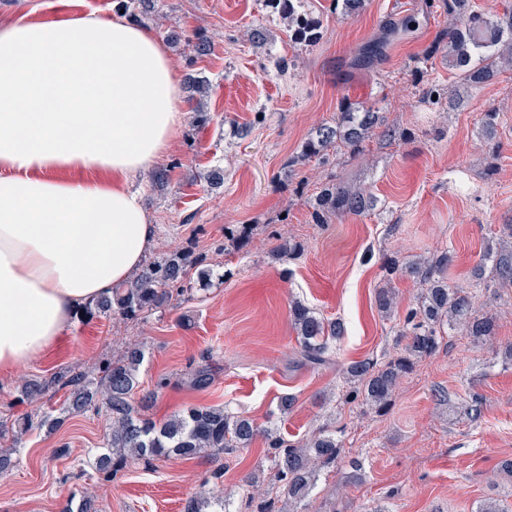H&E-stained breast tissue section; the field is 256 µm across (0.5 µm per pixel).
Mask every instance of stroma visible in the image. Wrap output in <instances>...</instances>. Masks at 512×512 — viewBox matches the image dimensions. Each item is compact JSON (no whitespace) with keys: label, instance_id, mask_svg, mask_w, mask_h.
Here are the masks:
<instances>
[{"label":"stroma","instance_id":"stroma-1","mask_svg":"<svg viewBox=\"0 0 512 512\" xmlns=\"http://www.w3.org/2000/svg\"><path fill=\"white\" fill-rule=\"evenodd\" d=\"M364 0L345 14L330 0H308L321 22L316 46L291 48L287 23L263 0H152L148 11L121 0H0V21L22 17L50 23L90 10L148 26L168 51L177 76L206 80L201 99L209 121L184 117L160 165L164 186L143 179V201L157 227V250L194 244L213 269L207 289L175 300L139 324L104 317L74 319L40 359L0 375V414L33 413L18 403L23 380L65 371H88L120 353L125 343L144 345L141 391L156 390L150 418L160 421L193 404L221 405L298 441L325 424L336 426L344 450L334 472L322 474L308 512H478L493 501L512 512V477L498 469L512 458V289L473 270L502 225L512 224V69L489 83L458 82L443 55L428 49L447 27L439 0ZM414 14L406 26L405 14ZM263 27V45L249 40ZM206 36V55L194 50ZM384 40L373 66L348 68L368 42ZM460 97L420 104L425 84ZM383 112L396 132L390 143L370 140L360 156L336 163L289 166L311 131L335 116L341 102ZM496 110L493 138L482 136V112ZM224 170L221 187L201 173ZM336 180L371 191L373 211L312 223L322 183ZM229 224H248L247 248L226 255L219 247ZM303 246L300 257L270 254L269 233ZM450 251L451 283L473 288L478 303L498 316L495 344H477L444 330L438 351L404 376L385 414L344 403L343 370L350 361L389 358L398 346L393 324L403 321L419 289L409 279H386L385 256L401 261ZM392 285L397 308L383 318L374 305L378 288ZM298 300L328 319H341L343 338L330 364L297 363V333L288 305ZM209 364L213 383L204 391L186 384L198 364ZM165 389H157L159 379ZM295 396L290 413L278 399ZM481 403L480 418L469 410ZM112 420L106 411L68 416L54 431L35 430L19 442L0 440V454L15 466L0 475V512H63L94 495L98 512H181L199 491L227 500L239 512L250 496L245 477L268 469L262 442L224 458V476L211 477V460L166 459L133 463L112 482L93 468Z\"/></svg>","mask_w":512,"mask_h":512}]
</instances>
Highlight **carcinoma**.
I'll return each instance as SVG.
<instances>
[{"instance_id":"1","label":"carcinoma","mask_w":512,"mask_h":512,"mask_svg":"<svg viewBox=\"0 0 512 512\" xmlns=\"http://www.w3.org/2000/svg\"><path fill=\"white\" fill-rule=\"evenodd\" d=\"M265 6L288 20L289 40L299 46L313 47L320 40V21L302 10L305 0H264ZM452 23L436 37L429 54H448V65L465 84H484L501 71L512 67V8L493 18L469 11L462 0H443ZM384 42L367 44L354 61L356 66H369L383 54ZM389 141L392 130L385 126L382 113L368 108L353 110L340 104L336 119L318 126L305 140L299 154L288 160L289 166L313 160L330 163V152L344 149L357 156L365 151V143L376 130ZM375 199L361 187L331 181L322 186L316 206L311 212L314 224H329L334 219L361 216L374 209ZM249 239V226L238 224L224 228L223 251H240ZM512 225L503 228L497 246L486 248V261L477 265L474 277L482 279L486 264L504 288H512ZM453 255L444 251L417 261L402 262L395 256L385 259L383 266L390 276L413 280L421 287L416 306L408 309L403 324L398 326L401 352L384 362L366 358L345 368L346 402L366 406L377 413L392 404L401 377L411 373L422 358L439 347L441 326L457 325L466 335L490 341L496 335V317L478 308L473 294L448 284V267ZM207 279L213 270L205 258L188 249L163 252L143 264L134 277L115 288L112 296L102 298L80 314L82 318L104 316L114 320L145 319L167 306L173 297H190L194 285L191 273ZM379 312L389 317L395 305V290L380 288L375 295ZM289 315L299 340L300 361L319 367L330 363L332 344L344 336L339 320H327L300 301L289 306ZM144 360L140 344L131 343L118 356L104 361L98 372L72 371L49 378L30 379L20 388V400L39 403L48 393L65 391L61 411L83 414L104 409L112 419L110 432L104 438V452L97 458L96 469L108 480L136 461L180 457L193 459L203 454L212 458L216 467L212 478L224 476L221 455L249 447L257 437L264 439L270 469L265 479L275 489V497L262 500L250 512H278L275 499L302 504L315 486L320 473L336 464L343 443L336 431L323 426L297 442H290L280 432L258 425L253 419L224 406L191 405L162 422L144 415L135 402L139 387V370ZM213 382L210 370L198 366L190 372V385L205 390ZM54 409L38 410L21 421L0 417V437L10 431L23 435L43 427L53 428L58 418Z\"/></svg>"}]
</instances>
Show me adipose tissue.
I'll use <instances>...</instances> for the list:
<instances>
[{
	"instance_id": "adipose-tissue-1",
	"label": "adipose tissue",
	"mask_w": 512,
	"mask_h": 512,
	"mask_svg": "<svg viewBox=\"0 0 512 512\" xmlns=\"http://www.w3.org/2000/svg\"><path fill=\"white\" fill-rule=\"evenodd\" d=\"M182 116L151 29L93 11L0 24V374L43 357L155 247L131 184Z\"/></svg>"
}]
</instances>
